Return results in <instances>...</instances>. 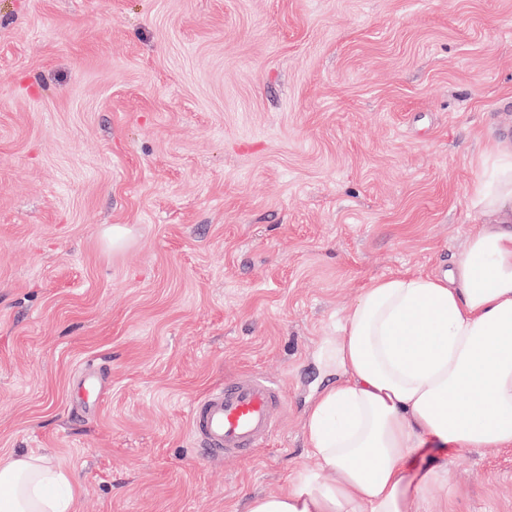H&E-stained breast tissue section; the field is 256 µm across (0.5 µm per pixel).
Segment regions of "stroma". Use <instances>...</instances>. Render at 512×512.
Masks as SVG:
<instances>
[{
	"label": "stroma",
	"mask_w": 512,
	"mask_h": 512,
	"mask_svg": "<svg viewBox=\"0 0 512 512\" xmlns=\"http://www.w3.org/2000/svg\"><path fill=\"white\" fill-rule=\"evenodd\" d=\"M495 139L512 0H0V455L69 473L74 512L282 493L347 313L454 264ZM246 371L274 433L204 458L191 406ZM434 458L425 512H512V448L410 479Z\"/></svg>",
	"instance_id": "1"
}]
</instances>
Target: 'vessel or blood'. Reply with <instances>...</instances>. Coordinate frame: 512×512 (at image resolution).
Instances as JSON below:
<instances>
[{"instance_id": "b4317fda", "label": "vessel or blood", "mask_w": 512, "mask_h": 512, "mask_svg": "<svg viewBox=\"0 0 512 512\" xmlns=\"http://www.w3.org/2000/svg\"><path fill=\"white\" fill-rule=\"evenodd\" d=\"M282 404L279 385L243 373L193 403L192 434L206 457L245 458L272 434Z\"/></svg>"}]
</instances>
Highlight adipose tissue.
<instances>
[{
  "mask_svg": "<svg viewBox=\"0 0 512 512\" xmlns=\"http://www.w3.org/2000/svg\"><path fill=\"white\" fill-rule=\"evenodd\" d=\"M471 199L494 220L452 269L379 277L350 310L306 418L317 468L248 512H422L407 465L423 448L512 447V148L489 146ZM69 483L44 457H0V512H73L53 491Z\"/></svg>",
  "mask_w": 512,
  "mask_h": 512,
  "instance_id": "1",
  "label": "adipose tissue"
}]
</instances>
